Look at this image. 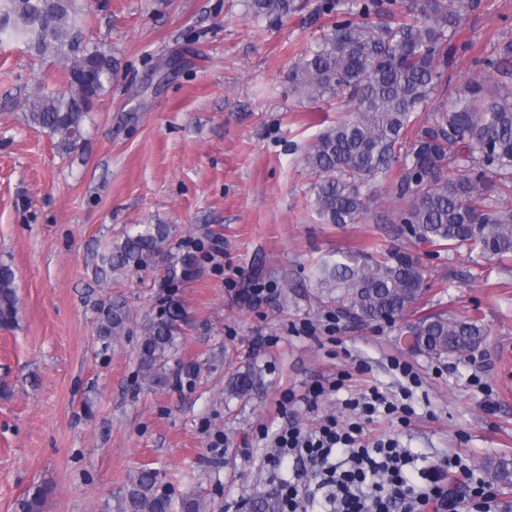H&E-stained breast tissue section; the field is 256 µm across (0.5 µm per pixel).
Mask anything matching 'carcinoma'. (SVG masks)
<instances>
[{"label": "carcinoma", "instance_id": "carcinoma-1", "mask_svg": "<svg viewBox=\"0 0 512 512\" xmlns=\"http://www.w3.org/2000/svg\"><path fill=\"white\" fill-rule=\"evenodd\" d=\"M293 0H250L257 17L288 15ZM352 19L337 21L316 49L291 73L294 91L311 101L345 99L348 115L327 127L305 153L317 177L314 212L324 224H354L368 211L369 194L382 176L397 170V200L380 219L432 247L431 255L462 247L486 260H512V41L475 60L476 71L452 87L462 19L478 0H355ZM21 41L39 60L56 62L66 87L27 99L28 124L70 151L84 135L85 121L117 74L110 51L85 41L75 0H0V42ZM498 79L490 90L486 82ZM427 114L419 122L421 114ZM455 174H445L448 169ZM167 224H135L91 256L97 278L115 270L156 269L170 241ZM165 267L168 279L188 277ZM320 296L342 315L361 322L394 324L408 316L429 286L422 260L393 249L341 251L311 270ZM11 266L0 264V328L15 325L18 299ZM129 311L110 300L99 307V335L124 332ZM187 324L186 309L172 301L141 329L139 370L149 380L162 374ZM411 350L434 359L462 357L484 336L477 320L427 314L404 326ZM264 385L255 361L236 368L225 381L230 399L248 401ZM157 472L144 468L130 479L118 512H202L194 493L157 488ZM46 490L36 487L18 502V512H39ZM250 512H284L271 495L246 498Z\"/></svg>", "mask_w": 512, "mask_h": 512}]
</instances>
